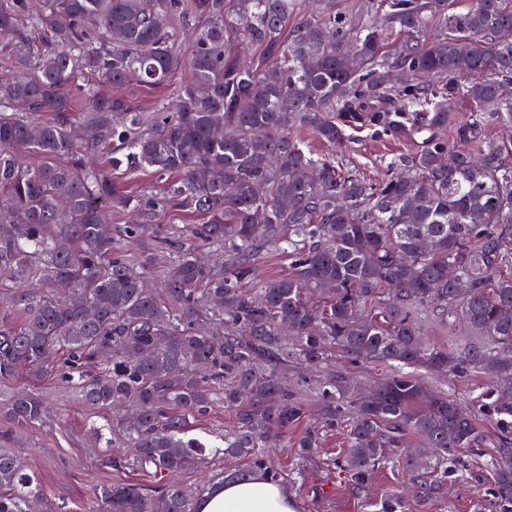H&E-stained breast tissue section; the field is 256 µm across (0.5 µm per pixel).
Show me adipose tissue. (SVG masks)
<instances>
[{
    "label": "adipose tissue",
    "instance_id": "obj_1",
    "mask_svg": "<svg viewBox=\"0 0 512 512\" xmlns=\"http://www.w3.org/2000/svg\"><path fill=\"white\" fill-rule=\"evenodd\" d=\"M200 512H294L287 488L256 474L242 482L227 481L199 505Z\"/></svg>",
    "mask_w": 512,
    "mask_h": 512
}]
</instances>
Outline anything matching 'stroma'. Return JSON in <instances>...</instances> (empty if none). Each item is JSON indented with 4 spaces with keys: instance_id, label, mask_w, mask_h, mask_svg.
Returning <instances> with one entry per match:
<instances>
[{
    "instance_id": "35a3bbf8",
    "label": "stroma",
    "mask_w": 512,
    "mask_h": 512,
    "mask_svg": "<svg viewBox=\"0 0 512 512\" xmlns=\"http://www.w3.org/2000/svg\"><path fill=\"white\" fill-rule=\"evenodd\" d=\"M348 149L337 151L336 158L361 176L379 179L385 163L392 157L412 154L426 145L429 130L408 134H383L356 127L349 131ZM353 380L372 384L390 374L391 368L381 363L351 362L336 356L330 364L316 370L306 369L297 357L288 359V382L295 387L306 404L311 420L319 418L316 387L319 380L334 371ZM428 388L447 394L466 405H475L476 397L487 380L479 372L464 377L437 375L420 371ZM48 406L55 414L53 421L19 427L0 417V451L19 457L41 485L45 497L38 512H49L65 504L69 512H88L89 495L94 485L115 480L112 470L101 461L108 451L105 439L91 429L97 417L73 392L63 389L54 379L40 385ZM479 428L484 440L479 450L465 453V473L454 482L444 483L427 505L415 512H475V504L492 481L490 461L499 452V431L488 417H480ZM346 450L343 430L322 429L321 445L310 456L298 458L295 448L280 449L276 463L282 471L296 512H378L382 493L402 489L404 478L399 465L389 464L373 473L367 485H359L339 467Z\"/></svg>"
}]
</instances>
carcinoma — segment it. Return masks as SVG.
<instances>
[{
  "mask_svg": "<svg viewBox=\"0 0 512 512\" xmlns=\"http://www.w3.org/2000/svg\"><path fill=\"white\" fill-rule=\"evenodd\" d=\"M0 0V297L19 321L0 327V377L54 375L105 419L104 463L151 478L93 491V512H198L214 482L259 470L280 480L273 439L306 409L277 371L289 351L317 367L334 351L395 368L363 390L319 382L322 423L347 428L342 467L359 484L411 433L405 452L419 503L482 444L478 414L500 430L478 512H512V0ZM247 42L259 50L238 58ZM145 110L131 84L165 89ZM454 141L391 158L361 179L305 134L349 143L360 124L395 129L412 113L457 125ZM487 126L507 131L485 140ZM149 173L163 194L113 178ZM170 207L207 217L178 238L138 240ZM127 213L133 224L112 229ZM270 250L288 272L255 280ZM160 269L163 286L147 287ZM466 283L458 288L457 281ZM69 292H61L62 284ZM461 320L475 341L421 339L423 313ZM490 379L478 408L427 393L417 371ZM233 414L222 444L191 435L216 404ZM23 427L51 420L42 395L0 402ZM319 447L317 433L296 442ZM41 490L0 452V512H32ZM381 512H407L387 495Z\"/></svg>",
  "mask_w": 512,
  "mask_h": 512,
  "instance_id": "obj_1",
  "label": "carcinoma"
}]
</instances>
